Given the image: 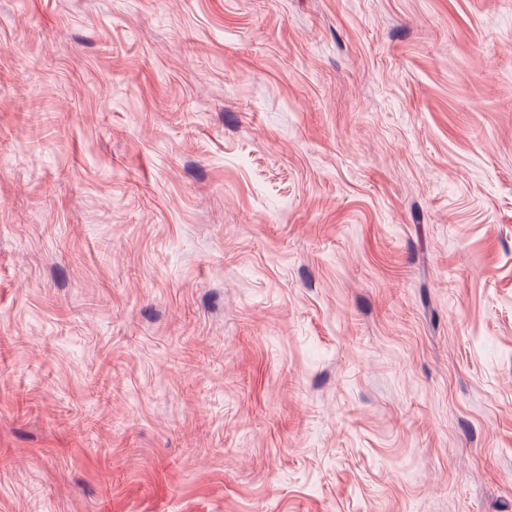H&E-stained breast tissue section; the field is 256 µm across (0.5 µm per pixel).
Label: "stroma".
<instances>
[{
	"label": "stroma",
	"mask_w": 512,
	"mask_h": 512,
	"mask_svg": "<svg viewBox=\"0 0 512 512\" xmlns=\"http://www.w3.org/2000/svg\"><path fill=\"white\" fill-rule=\"evenodd\" d=\"M0 512H512V0H0Z\"/></svg>",
	"instance_id": "1"
}]
</instances>
